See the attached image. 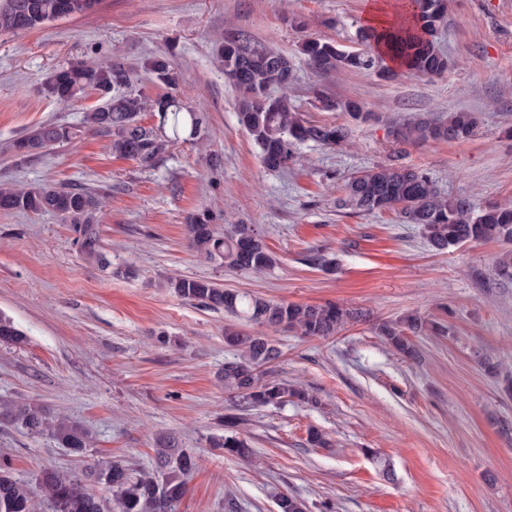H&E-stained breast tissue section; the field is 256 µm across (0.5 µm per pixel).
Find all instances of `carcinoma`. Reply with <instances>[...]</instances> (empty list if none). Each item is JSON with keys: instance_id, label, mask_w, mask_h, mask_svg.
Here are the masks:
<instances>
[{"instance_id": "obj_1", "label": "carcinoma", "mask_w": 512, "mask_h": 512, "mask_svg": "<svg viewBox=\"0 0 512 512\" xmlns=\"http://www.w3.org/2000/svg\"><path fill=\"white\" fill-rule=\"evenodd\" d=\"M98 0H4L0 21L8 26L1 31L22 32L44 26L58 18L84 14ZM415 7L405 13L403 24L391 29L368 27L362 40L369 52H346L336 44L306 37L299 53L320 72L337 68L376 69L385 78L394 70L383 65L381 50L396 56L406 71L437 76L448 71L450 61L434 42L435 33L446 17L447 0H412ZM224 77L242 90L236 118L260 150L264 166L284 169L293 161L296 146L313 142L329 148L345 145L352 136L349 125L314 124L301 118L288 95L271 94L274 86L289 84L293 65L287 56L254 39L243 30L229 32L218 45ZM144 72L154 83L171 86L174 66L165 55L150 58ZM140 78L119 60L74 61L58 67L44 83L47 96L61 104H74L89 94L98 97L84 123L110 138L112 154L135 161L139 167L153 169L170 146L186 143L200 134L204 114L184 105L173 95L154 99L139 88ZM316 98L328 108H338L359 124L371 120L355 101H330L321 93ZM159 114V123L147 126L140 116ZM480 124L475 112H450L448 118L434 122L418 119L391 131L395 140L412 144L435 141H466ZM76 138L74 128L48 122L16 140L15 156L25 159ZM343 207L376 213L396 211L404 223L420 227L430 247L444 251L468 243L487 241L512 243V202L474 204L467 197H448L422 170L398 163L380 165L350 177L345 184ZM0 210L51 213L72 226L86 259L103 266L110 261L101 247L96 224L98 201L95 194L80 188L40 184L31 187L0 188ZM192 248L209 260L229 269L262 272L276 258L258 231L239 224L229 233H221L206 211L195 214L187 225ZM495 275L512 280V251H504L494 266ZM169 287L187 302L210 309H222L257 326L282 327L302 336L325 338L334 335L354 313L336 303L299 305L274 302L263 297L229 291L206 279L176 277ZM445 327L418 314L402 316L381 325L379 333L400 354L415 355L411 337L427 333L442 334ZM22 333L13 322L0 316V342L19 343ZM224 343L241 350L240 357L224 363L221 381L224 390L238 398L235 414L224 415V435L212 438V444L225 452L247 458L251 450L236 428L243 423L238 412L249 408L279 406L289 400L315 405L317 399L307 390L263 378V367L279 357L272 341L261 334H250L234 327L224 329ZM0 416L15 428L31 436H50L71 452L82 456L93 445L89 431L79 422L52 415L36 403H0ZM157 469L138 471L120 461L85 466L81 475L44 471L36 477L44 499L35 501L30 483L13 476L8 464L0 463V512H105L103 501L90 487L105 486L118 512H178L187 492V479L195 468L193 455L168 441L156 449ZM278 512H304V504L293 496L277 497Z\"/></svg>"}]
</instances>
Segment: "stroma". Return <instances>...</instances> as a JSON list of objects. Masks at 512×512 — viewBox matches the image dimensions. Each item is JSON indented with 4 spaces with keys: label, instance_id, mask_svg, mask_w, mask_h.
I'll return each mask as SVG.
<instances>
[{
    "label": "stroma",
    "instance_id": "1",
    "mask_svg": "<svg viewBox=\"0 0 512 512\" xmlns=\"http://www.w3.org/2000/svg\"><path fill=\"white\" fill-rule=\"evenodd\" d=\"M395 2L99 0L86 14L0 32V185L97 193L111 262L85 260L71 225L55 215L0 210V315L24 337L0 343V400L71 416L94 440L83 459L0 420V459L15 477L31 482L44 469L77 474L116 460L151 470L164 437L198 460L180 512H278L280 492L308 512H512V432L503 429L512 399L500 392L512 373V281L493 272L503 244L436 252L398 212L337 205L350 176L396 161L426 170L446 195L512 202V0H448L435 42L451 67L438 77L320 73L299 54L307 35L366 51L360 32L371 7ZM230 29L292 59L288 93L304 120L352 125L346 113L322 109L318 88L359 102L374 120L353 125L349 145L304 144L287 168L266 169L237 122L240 92L213 59L214 40ZM156 55L174 60L172 92L205 122L152 170L81 128L96 96L62 105L43 89L69 61L118 58L140 74ZM451 112L480 113L476 136L415 146L389 133L417 115ZM49 121L77 127V138L14 158L11 143ZM204 210L224 231L255 225L276 265L237 271L193 251L186 224ZM316 253L323 264L312 262ZM172 277L359 313L326 339L264 328L281 352L269 377L303 385L319 404L245 411L248 459L209 443L223 434L231 404L217 376L234 356L224 344L232 318L182 300L167 286ZM408 313L448 327L416 337L415 360L378 334L379 323ZM487 362L498 373L485 371ZM313 429L326 446L309 443Z\"/></svg>",
    "mask_w": 512,
    "mask_h": 512
}]
</instances>
